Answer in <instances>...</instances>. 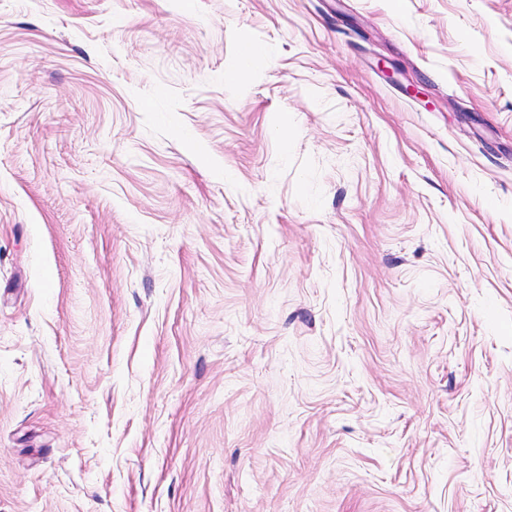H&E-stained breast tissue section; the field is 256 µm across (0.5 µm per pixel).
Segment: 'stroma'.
I'll use <instances>...</instances> for the list:
<instances>
[{
  "instance_id": "obj_1",
  "label": "stroma",
  "mask_w": 512,
  "mask_h": 512,
  "mask_svg": "<svg viewBox=\"0 0 512 512\" xmlns=\"http://www.w3.org/2000/svg\"><path fill=\"white\" fill-rule=\"evenodd\" d=\"M0 512H512V0H0Z\"/></svg>"
}]
</instances>
